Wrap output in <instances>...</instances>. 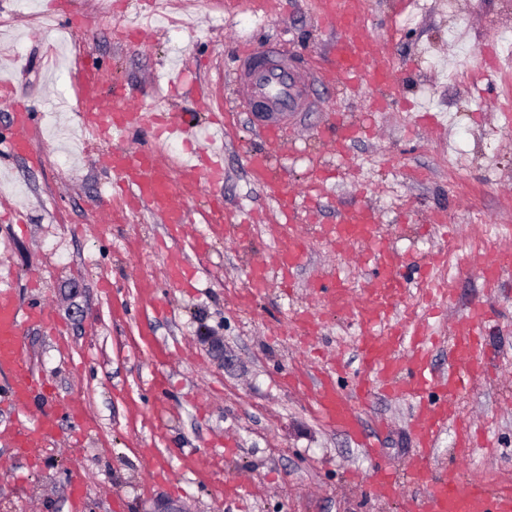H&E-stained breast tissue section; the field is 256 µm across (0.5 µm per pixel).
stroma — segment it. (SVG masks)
I'll list each match as a JSON object with an SVG mask.
<instances>
[{"label": "stroma", "instance_id": "35a3bbf8", "mask_svg": "<svg viewBox=\"0 0 512 512\" xmlns=\"http://www.w3.org/2000/svg\"><path fill=\"white\" fill-rule=\"evenodd\" d=\"M50 0H0V71L11 72L18 94L39 117L34 170L9 151L8 115L0 110V203L21 209L22 223L0 222V289L20 307L49 303L52 332L23 331L33 372L53 390L56 441L32 459L13 451L10 435L32 424L40 404L8 403L0 375V512H149L163 497L186 512H402L401 500L378 498L377 468H400L417 446L411 403L373 395L361 409L360 435L327 425L315 401V374L338 357L344 376L362 365L360 326L346 313L317 308L311 286L339 275L357 282L323 240L320 227L356 199L377 208L385 243L403 260L406 301L436 333L472 302L488 301L485 341L494 366L455 401L476 417L489 442L465 466L455 462L456 432L443 428L430 450L434 476L512 478V273L496 288L455 264L428 268L449 242L468 249L488 225L512 234V127L504 117L505 87L489 54L512 34V0H362L370 35L394 57L399 95L373 90L350 97L317 84L318 111L289 132L278 166L289 183L302 182L307 164L332 172L320 209L297 222L309 240L293 292L271 289L244 303L250 263L273 248L262 226L249 238L225 242L212 225H188L171 235L152 217L118 209L113 176L94 164L103 142L76 132L71 67L104 62L112 79L151 102L164 65L184 61L191 85L171 101L173 112L193 108L198 91L229 108L234 40L273 44L309 73L332 67L334 33L316 0H70L98 18L93 36L74 42L42 19ZM150 13L146 46L113 42L115 23ZM471 72L458 82L448 71L460 53ZM340 112L362 129L345 156L328 152L314 131ZM224 147L225 200L247 212L264 200L246 174V156L267 149L252 117ZM469 164L451 174L450 149ZM458 228L454 239L427 231L433 219ZM192 276L169 279L171 256ZM458 273L453 298L434 303L423 277ZM317 315L318 335L302 336L301 313ZM79 400L84 417L68 413Z\"/></svg>", "mask_w": 512, "mask_h": 512}]
</instances>
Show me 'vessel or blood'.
Instances as JSON below:
<instances>
[{
    "label": "vessel or blood",
    "mask_w": 512,
    "mask_h": 512,
    "mask_svg": "<svg viewBox=\"0 0 512 512\" xmlns=\"http://www.w3.org/2000/svg\"><path fill=\"white\" fill-rule=\"evenodd\" d=\"M319 4L321 18L336 32L332 45L335 64L323 75V82L350 95L372 86H392L393 62L368 34L361 20L360 0H319ZM236 60V93L247 111L254 113L256 133L272 144L271 150L249 155V179L281 215L277 222L269 214L261 216L275 249L269 257L255 260L249 267L248 294L256 297L264 294L273 281L290 284L291 272L304 261L308 239L289 216L298 198L316 200L324 189L327 173L322 166H314L308 182L296 190L274 172L276 148L283 144L288 128L296 125L300 113L314 108L309 77L274 47H239ZM69 79L76 91L80 123L93 137L108 140L117 134L126 136L146 130L155 138L168 133L191 139L198 133L193 114L185 113L174 120L168 113L148 111L130 99L122 86L108 85L106 73L97 62L71 69ZM8 118L13 153L29 167H41L45 157L35 143L33 112L16 99L9 106ZM359 132L355 123L339 114L317 129L316 135L341 155ZM98 161L123 188L130 207L159 218L169 228L183 229L198 213L207 224L237 225L238 237L251 232L249 221L241 219L238 210L228 206L223 197L202 194L204 188L223 182V152L214 151L176 164L164 159L157 146L120 145L103 152ZM197 198L202 199L203 206L196 213L189 203ZM324 236L338 250L358 247L360 260L372 261L373 269L360 289H350L342 278L319 283L316 288L322 306L349 313L363 328L359 341L362 368L353 379L351 396H344L337 387L340 366L323 368L317 380L316 402L323 419L354 433L360 426L358 408L367 404L374 393L415 401L418 413L413 419V432L418 450L403 472L374 471V492L383 498L401 499L405 512H512V480L494 484L461 482L436 479L431 474L430 450L437 433L447 423L456 427L459 459L470 457L476 445L478 428L455 411L454 401L473 377L491 367V356L477 339L485 321V305L472 304L454 319L448 369L433 373L434 333L429 325L419 318L401 331L389 325L405 298V277L398 257L381 240L378 211L361 203L351 205L337 213L334 223L326 225ZM511 265L512 250L506 248L496 250L490 257L474 253L465 261L467 269L477 270L490 285L495 284L503 268ZM23 324L52 329L50 307L25 311L11 294L0 291V373L11 379L9 402L17 409L29 406L40 384L24 366L18 338ZM55 434L56 414L46 409L32 425L15 432L13 445L33 453L53 440Z\"/></svg>",
    "instance_id": "1"
}]
</instances>
